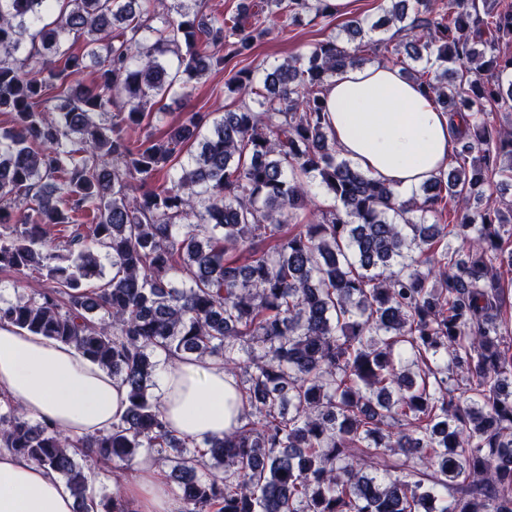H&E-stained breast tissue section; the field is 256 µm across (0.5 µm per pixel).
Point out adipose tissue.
I'll list each match as a JSON object with an SVG mask.
<instances>
[{
  "instance_id": "1",
  "label": "adipose tissue",
  "mask_w": 512,
  "mask_h": 512,
  "mask_svg": "<svg viewBox=\"0 0 512 512\" xmlns=\"http://www.w3.org/2000/svg\"><path fill=\"white\" fill-rule=\"evenodd\" d=\"M330 128L343 157L410 199L447 168L454 131L447 112L400 68H346L326 86ZM160 408L175 434L205 445L235 430L227 406L236 380L215 360L170 358L157 352ZM34 419L47 420L72 439L109 430L128 407L127 388L74 347L0 326V394ZM127 485L135 512H177L166 472L144 454ZM0 512H75V500L51 469L0 449Z\"/></svg>"
}]
</instances>
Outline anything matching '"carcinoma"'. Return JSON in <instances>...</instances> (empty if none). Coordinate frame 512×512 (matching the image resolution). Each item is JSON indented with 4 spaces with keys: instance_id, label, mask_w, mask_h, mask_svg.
<instances>
[{
    "instance_id": "cac0c4a2",
    "label": "carcinoma",
    "mask_w": 512,
    "mask_h": 512,
    "mask_svg": "<svg viewBox=\"0 0 512 512\" xmlns=\"http://www.w3.org/2000/svg\"><path fill=\"white\" fill-rule=\"evenodd\" d=\"M0 0V272L54 284L0 299V325L73 344L128 389L126 414L72 440L5 397L0 448L64 479L76 512H134L90 491L142 448L168 462L178 512H512V326L500 311L512 205L509 0H387L337 39L225 82L250 98L201 135L185 112L131 139L150 97L224 67L267 35L264 9L231 16L205 0ZM288 24L334 14L329 0H266ZM82 40L77 53L69 40ZM413 63L450 117L468 114L457 165L420 198L340 157L323 89L358 53ZM96 83L72 85L85 60ZM62 98L61 111L42 108ZM200 141V150L181 155ZM164 174L158 184L156 178ZM318 183L334 200L285 232ZM446 210L452 219L430 224ZM74 228L66 253L51 237ZM109 266H104L103 261ZM224 363L241 425L188 449L150 389L159 363ZM461 390L454 396L455 390Z\"/></svg>"
}]
</instances>
